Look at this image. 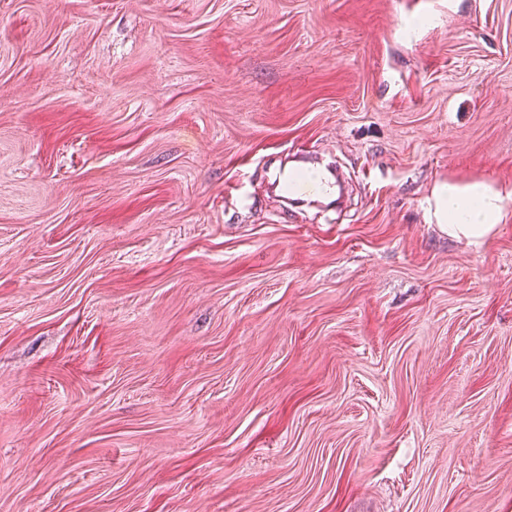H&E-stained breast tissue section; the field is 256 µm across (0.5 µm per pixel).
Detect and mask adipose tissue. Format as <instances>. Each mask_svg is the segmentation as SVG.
I'll list each match as a JSON object with an SVG mask.
<instances>
[{
    "instance_id": "1",
    "label": "adipose tissue",
    "mask_w": 512,
    "mask_h": 512,
    "mask_svg": "<svg viewBox=\"0 0 512 512\" xmlns=\"http://www.w3.org/2000/svg\"><path fill=\"white\" fill-rule=\"evenodd\" d=\"M433 196L440 229L474 247L481 246L503 218L506 193L485 182L445 184L435 187Z\"/></svg>"
}]
</instances>
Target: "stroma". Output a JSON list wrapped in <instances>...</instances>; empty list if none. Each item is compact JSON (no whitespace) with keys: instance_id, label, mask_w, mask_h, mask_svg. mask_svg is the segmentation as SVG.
Wrapping results in <instances>:
<instances>
[{"instance_id":"1","label":"stroma","mask_w":512,"mask_h":512,"mask_svg":"<svg viewBox=\"0 0 512 512\" xmlns=\"http://www.w3.org/2000/svg\"><path fill=\"white\" fill-rule=\"evenodd\" d=\"M480 181L512 0H0V512H512V197L431 212ZM298 179L296 173L280 171L275 175L273 184L283 190L287 203H321L335 195L336 183L321 170L316 171L307 183H300ZM434 215L448 236L479 247L503 218V201L511 191L493 188L485 182L464 186L444 184L433 190Z\"/></svg>"}]
</instances>
